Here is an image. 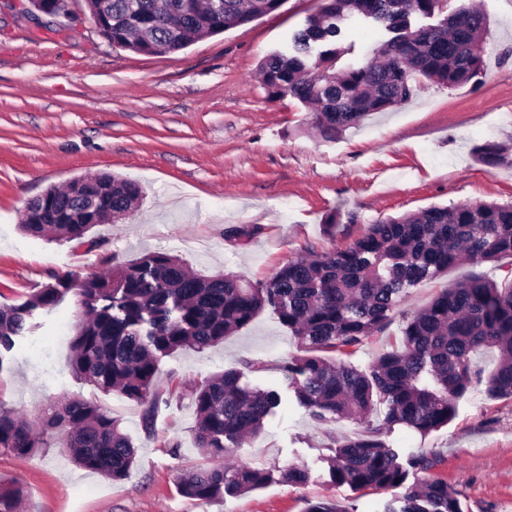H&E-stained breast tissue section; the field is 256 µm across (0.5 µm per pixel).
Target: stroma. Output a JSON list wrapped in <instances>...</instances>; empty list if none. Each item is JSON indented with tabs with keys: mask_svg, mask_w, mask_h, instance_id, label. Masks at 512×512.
<instances>
[{
	"mask_svg": "<svg viewBox=\"0 0 512 512\" xmlns=\"http://www.w3.org/2000/svg\"><path fill=\"white\" fill-rule=\"evenodd\" d=\"M25 2L0 0V305L155 251L179 256L200 275L264 282L307 250L348 244L381 220L433 205L512 203V166L491 169L477 159L485 143L512 144V0H478L489 20L479 84L421 80L410 101L332 140L317 133L297 99L270 97L258 71L320 0H283L252 22L150 56L109 44L84 5L64 19L31 16ZM381 38L370 25L351 22L338 67L366 62ZM103 173L142 187L139 207L125 220L91 229L85 243L21 231L30 199ZM327 224L335 225V239L325 235ZM234 227L251 229V237L228 239ZM470 271L456 265L411 288L388 328L348 363L368 368L398 346L406 318ZM81 313L73 292L51 311H36L35 329L0 359V401L29 417L50 400L98 403L119 419L137 463L115 481L79 468L56 446L31 459L0 452V481L22 487L25 512H304L323 499L347 512H382L401 496L398 488L332 483L328 459L336 442L362 426L316 422L297 403L280 364L297 354L298 340L271 310L218 347L163 357L165 403L149 432L140 405L70 371L67 335ZM245 358L264 369L245 372L244 382L278 390L282 403L260 434L231 450L229 462L267 470L297 465L309 479L302 486L276 479L202 504L178 489L184 472L207 463L195 446L191 395ZM382 440L402 458L421 449L440 453L441 462L409 473L408 483L446 482L464 512H512V398L489 397L477 383L448 426L424 436L396 424Z\"/></svg>",
	"mask_w": 512,
	"mask_h": 512,
	"instance_id": "35a3bbf8",
	"label": "stroma"
}]
</instances>
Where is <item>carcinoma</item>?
<instances>
[{"instance_id":"carcinoma-1","label":"carcinoma","mask_w":512,"mask_h":512,"mask_svg":"<svg viewBox=\"0 0 512 512\" xmlns=\"http://www.w3.org/2000/svg\"><path fill=\"white\" fill-rule=\"evenodd\" d=\"M448 0H321L304 27L282 50L261 61L272 97L290 95L313 108L322 137L333 139L368 115L410 101L417 77L456 86L484 71L487 16L471 5L446 14ZM283 0H85L98 31L112 45L144 55L184 49L200 35H216L270 14ZM360 19L387 34L374 57L341 70L337 45L342 24ZM479 161L489 168L512 165L509 149L487 144ZM85 191L102 214L130 212L141 187L110 174L85 179ZM21 227L29 235L83 240L93 228L73 189H51L34 199ZM512 256V204L495 202L430 206L370 224L345 246H332L289 261L267 281L253 285L230 274L203 277L176 255L151 252L107 273L81 281L59 280L20 305L0 307V366L25 335L38 309H49L71 290L84 318L74 328L69 365L96 389L116 391L143 406L151 431L162 401L157 381L161 357L184 348L206 350L224 343L269 306L300 341L303 355L280 370L299 403L317 421L349 418L365 430L338 443L329 458L332 482L361 490L405 485L409 471H429L435 454L421 450L405 461L380 439L383 426L403 424L422 434L455 417L473 384L495 398L512 397V278L498 282L478 267ZM458 264L471 275L443 289L405 321L400 346L365 370L337 361L385 330L409 288ZM481 348L499 360L488 374L471 361ZM228 369L195 390L197 448L211 460L182 475V494L204 503L263 488L266 469L226 464L224 457L246 435H256L279 405L281 394L242 382ZM385 405L384 424L369 416ZM57 443L77 466L116 481L129 477L136 450L105 407L79 397L50 402L32 419L0 403V451L30 459ZM23 490L0 483V512H21ZM383 512H463L458 493L431 480L410 485Z\"/></svg>"}]
</instances>
